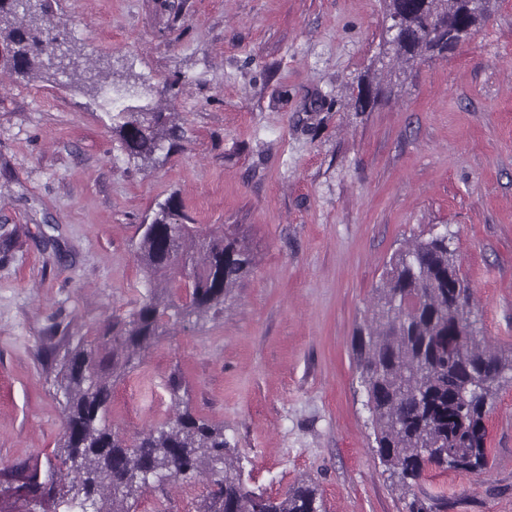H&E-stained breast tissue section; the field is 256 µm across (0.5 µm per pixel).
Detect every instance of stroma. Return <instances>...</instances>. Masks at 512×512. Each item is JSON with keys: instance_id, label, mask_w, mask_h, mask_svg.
Returning <instances> with one entry per match:
<instances>
[{"instance_id": "obj_1", "label": "stroma", "mask_w": 512, "mask_h": 512, "mask_svg": "<svg viewBox=\"0 0 512 512\" xmlns=\"http://www.w3.org/2000/svg\"><path fill=\"white\" fill-rule=\"evenodd\" d=\"M59 38L123 99L169 114L129 156L100 97L0 56V512H55L70 483L62 362L138 309L143 224L168 201L254 257L223 313L164 333L112 385L125 439L188 408L223 427L246 487L317 485L323 512H409L375 450L353 337L392 255L449 231L486 343L512 349V0L447 56L381 82L385 0H48ZM487 469L430 475L444 512H512V384ZM37 481V496L22 485ZM205 477L155 479L130 512H203Z\"/></svg>"}]
</instances>
